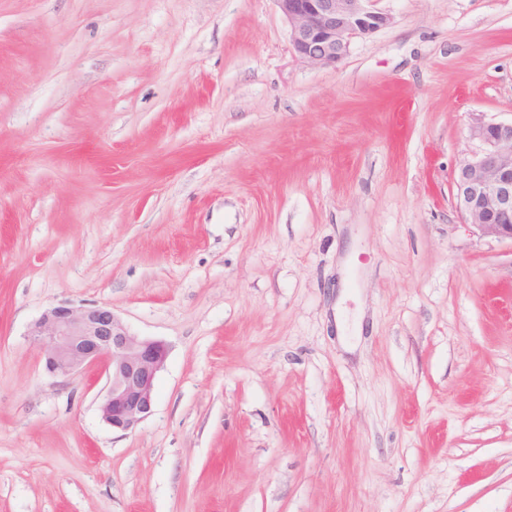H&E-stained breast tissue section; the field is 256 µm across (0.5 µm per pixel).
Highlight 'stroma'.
Returning <instances> with one entry per match:
<instances>
[{
	"label": "stroma",
	"instance_id": "stroma-1",
	"mask_svg": "<svg viewBox=\"0 0 512 512\" xmlns=\"http://www.w3.org/2000/svg\"><path fill=\"white\" fill-rule=\"evenodd\" d=\"M0 0V512H512V242L453 176L512 119V0ZM166 344L153 414L27 333ZM288 21L297 58L314 66H334L349 53L354 38L388 26L392 17L372 7L374 0H275ZM28 336L43 349L52 376H69L85 363L104 364L108 388L100 411L112 431H133L152 415L167 347L132 334L108 307L57 305L32 324Z\"/></svg>",
	"mask_w": 512,
	"mask_h": 512
}]
</instances>
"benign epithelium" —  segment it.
I'll return each mask as SVG.
<instances>
[{"mask_svg": "<svg viewBox=\"0 0 512 512\" xmlns=\"http://www.w3.org/2000/svg\"><path fill=\"white\" fill-rule=\"evenodd\" d=\"M288 21L297 58L334 66L351 42L388 26L392 17L374 0H275ZM470 136L482 144L454 176L459 209L478 232L512 241V121L477 119ZM28 336L44 351L52 376H69L83 364L100 362L108 388L100 406L103 421L129 432L152 415L155 383L168 355L164 343L140 338L106 306L60 304L38 318Z\"/></svg>", "mask_w": 512, "mask_h": 512, "instance_id": "obj_1", "label": "benign epithelium"}]
</instances>
